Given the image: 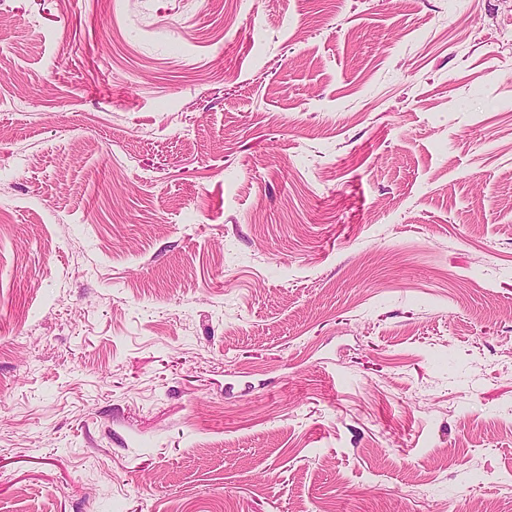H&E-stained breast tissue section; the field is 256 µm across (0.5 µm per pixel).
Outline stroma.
<instances>
[{"label":"stroma","instance_id":"35a3bbf8","mask_svg":"<svg viewBox=\"0 0 512 512\" xmlns=\"http://www.w3.org/2000/svg\"><path fill=\"white\" fill-rule=\"evenodd\" d=\"M512 0H0V512H512Z\"/></svg>","mask_w":512,"mask_h":512}]
</instances>
